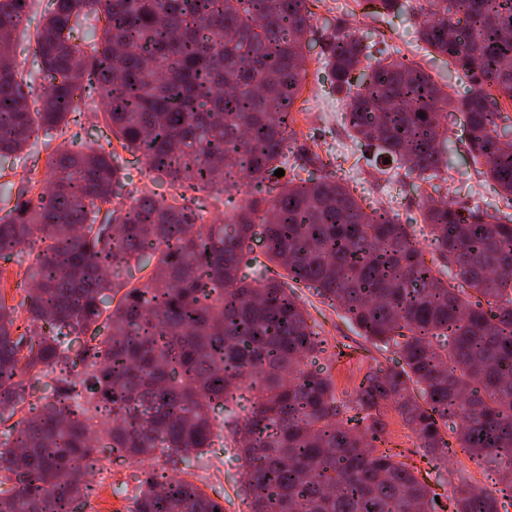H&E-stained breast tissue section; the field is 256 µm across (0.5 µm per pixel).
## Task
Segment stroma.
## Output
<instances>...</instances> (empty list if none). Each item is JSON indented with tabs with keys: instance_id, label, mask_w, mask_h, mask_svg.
Returning <instances> with one entry per match:
<instances>
[{
	"instance_id": "obj_1",
	"label": "stroma",
	"mask_w": 512,
	"mask_h": 512,
	"mask_svg": "<svg viewBox=\"0 0 512 512\" xmlns=\"http://www.w3.org/2000/svg\"><path fill=\"white\" fill-rule=\"evenodd\" d=\"M314 11L317 18H341L349 27L361 30H380L390 35V50L394 57L406 58L421 66L441 83L448 80V62L429 55L418 46L412 37L411 26L401 18L386 21L377 13L375 0H366L363 6H356L354 0H320ZM317 43H310L305 49L307 76L301 95L295 103L298 121L293 129L301 143L313 147L319 153L324 173L342 178L350 183L359 197L371 205L392 211L404 221H419V197L412 186V180L405 174L386 178L383 163L356 161V143L344 125L342 114L346 102L337 95L331 79L324 71ZM464 120H457L451 126V136L456 139L454 165L448 172L445 187L448 201L459 205L479 203L489 214L504 209L502 198L485 181L473 165L463 142ZM309 320L329 342L340 345L345 356L338 362H330L327 354L320 353L308 360L310 368L330 370L338 391L352 389L374 363L389 365V354L372 357L367 351V342L360 337L355 327L342 312L328 305L311 288L297 290ZM383 418L388 425L389 439L401 461L417 464L418 477L428 484L439 496L438 512H448V501L458 477H466L472 484L493 488L494 482L483 467L467 453L456 451L447 462H426L423 450L400 417L391 408H384ZM100 469L109 470V479H100L98 471L91 472L89 479L96 491L89 499L85 512H131L136 483L133 479L139 466L135 463L105 458L99 462ZM174 472L181 474L198 485L208 496L224 507V512H246L241 487V476L234 448L213 446L208 458L194 467L177 464Z\"/></svg>"
}]
</instances>
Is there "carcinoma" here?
Returning a JSON list of instances; mask_svg holds the SVG:
<instances>
[{
  "label": "carcinoma",
  "mask_w": 512,
  "mask_h": 512,
  "mask_svg": "<svg viewBox=\"0 0 512 512\" xmlns=\"http://www.w3.org/2000/svg\"><path fill=\"white\" fill-rule=\"evenodd\" d=\"M33 2L0 0V159L46 137L44 169L36 159L16 183L0 167V259L32 255L15 305L0 268V512H82L95 485L79 475L100 456L188 463L224 443L226 426L249 512H431L417 467L380 447L385 407L433 461L459 424L457 445L498 489L460 478L455 512H512V213L426 195L428 259L413 225L312 174L323 162L291 124L316 0H48L24 49L16 35ZM427 2L417 40L467 90L375 57L384 32L327 19L320 55L344 124L437 193L460 112L472 162L512 208V143L496 140L512 123L500 108L512 104V0ZM379 5L414 15L401 0ZM35 74L46 81L37 96ZM95 98L157 185L183 193L139 189L102 145L52 146L61 125L97 117ZM290 160L281 184L274 172ZM243 185L224 201L225 223H197L185 192ZM258 222L266 265L249 244ZM290 282L396 363L337 394L330 372L308 367L328 343ZM244 389L258 396L230 423ZM103 418L109 443L98 446ZM137 489L132 512H224L163 466L141 469Z\"/></svg>",
  "instance_id": "1"
}]
</instances>
